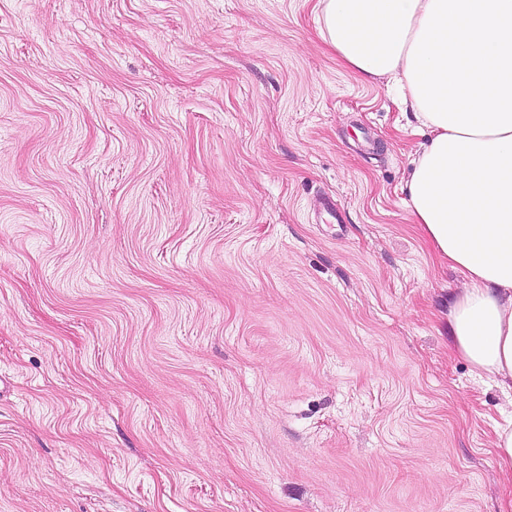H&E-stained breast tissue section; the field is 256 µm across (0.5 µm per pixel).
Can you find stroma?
<instances>
[{
  "instance_id": "obj_1",
  "label": "stroma",
  "mask_w": 512,
  "mask_h": 512,
  "mask_svg": "<svg viewBox=\"0 0 512 512\" xmlns=\"http://www.w3.org/2000/svg\"><path fill=\"white\" fill-rule=\"evenodd\" d=\"M320 12L0 0V512H512L423 137Z\"/></svg>"
}]
</instances>
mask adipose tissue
Segmentation results:
<instances>
[{
  "label": "adipose tissue",
  "instance_id": "adipose-tissue-1",
  "mask_svg": "<svg viewBox=\"0 0 512 512\" xmlns=\"http://www.w3.org/2000/svg\"><path fill=\"white\" fill-rule=\"evenodd\" d=\"M322 39L363 78L398 80L426 140L404 205L464 286L456 352L512 392V0H321Z\"/></svg>",
  "mask_w": 512,
  "mask_h": 512
}]
</instances>
